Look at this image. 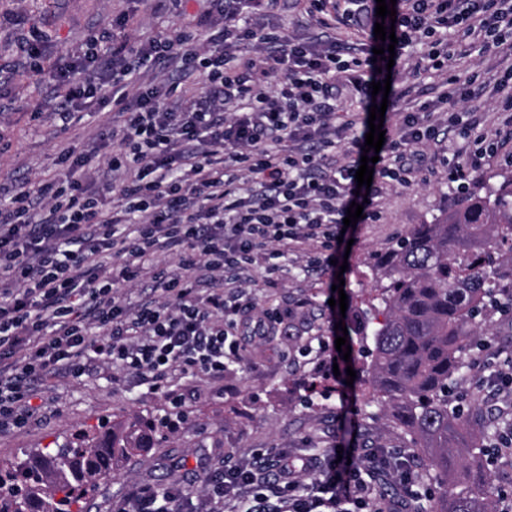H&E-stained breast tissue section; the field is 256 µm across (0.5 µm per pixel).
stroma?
<instances>
[{"instance_id":"35a3bbf8","label":"stroma","mask_w":512,"mask_h":512,"mask_svg":"<svg viewBox=\"0 0 512 512\" xmlns=\"http://www.w3.org/2000/svg\"><path fill=\"white\" fill-rule=\"evenodd\" d=\"M203 0H0V185L20 176L31 179L57 174L54 143L57 121L44 113L32 121L28 107L44 90L36 75L20 67L19 38L38 31L57 51L80 47L89 31L126 15V34L148 39L173 29L177 22L197 20ZM447 70L431 76L434 84L473 74L478 85L494 84L512 67V54L484 58L467 42L453 47ZM467 108L496 145L487 165L471 182L512 170V128L489 94L473 97ZM466 140L440 127L435 140L423 145L434 156L433 172H422L410 185L386 189L372 222L358 225L343 274L350 303L369 306L382 281L373 271L380 257L420 224L433 223L458 198L448 167L464 163ZM315 249L304 245L287 252V273L273 284L249 287L258 310L282 318L277 336L245 343L238 356L226 359L224 378L212 381L181 371L169 374L164 391L155 393L144 378L99 362L80 378L60 377L40 391L36 409L21 429L0 432V460L15 461L37 450L56 451L75 429H99L105 421L150 415L164 420L166 439L147 454L122 462L111 479L101 482L83 512H111L136 485L159 489L173 482L201 487L209 475L246 460L254 449L287 455L294 465L326 457L332 448L354 449L355 462L368 457L382 463L364 470L363 480L377 488L379 479L396 487L389 500L396 512H416L428 503L436 483L413 461L414 449L390 417L374 412L366 384L346 385L344 377L320 367V342L331 334L327 304L330 273L315 268ZM488 349L470 359L457 395L469 410L476 435L512 424V391L499 376L512 359V320L493 317Z\"/></svg>"}]
</instances>
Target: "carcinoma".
I'll return each mask as SVG.
<instances>
[{
    "label": "carcinoma",
    "mask_w": 512,
    "mask_h": 512,
    "mask_svg": "<svg viewBox=\"0 0 512 512\" xmlns=\"http://www.w3.org/2000/svg\"><path fill=\"white\" fill-rule=\"evenodd\" d=\"M386 280L373 312L352 311L369 336L366 371L439 488L425 512H492L484 497L494 448L448 395L485 347L487 308L512 318V174L460 197L434 224H420L378 268ZM155 421L136 417L99 432L78 429L55 453L0 461V512H74L118 463L155 445Z\"/></svg>",
    "instance_id": "carcinoma-1"
}]
</instances>
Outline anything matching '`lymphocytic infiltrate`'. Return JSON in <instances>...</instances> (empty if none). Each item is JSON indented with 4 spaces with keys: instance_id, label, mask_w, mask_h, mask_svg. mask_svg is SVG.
<instances>
[{
    "instance_id": "lymphocytic-infiltrate-1",
    "label": "lymphocytic infiltrate",
    "mask_w": 512,
    "mask_h": 512,
    "mask_svg": "<svg viewBox=\"0 0 512 512\" xmlns=\"http://www.w3.org/2000/svg\"><path fill=\"white\" fill-rule=\"evenodd\" d=\"M207 2L195 24L144 42L122 35L120 16L94 28L77 54L50 57L36 35L20 44L32 72L57 90L56 154L66 170L0 187V429L27 421L39 384L60 372L82 376L97 361L146 377L155 392L175 370L223 378L239 338L268 335L278 321L245 302L243 273L273 245L336 250L351 203L375 220L384 189L408 185L423 167V155L407 149L435 137L437 104L447 105L449 128L473 141L468 172L491 157L464 109L473 83L454 79L437 103L384 122L370 192L357 195L371 85L386 78L373 54L376 0H303L317 32L288 37L262 22L281 0ZM395 9V52L425 46L419 68L447 66L457 32L483 53L512 48V0H396ZM344 19L370 33L368 47L337 40ZM155 66L198 76L201 92L188 99L172 86L144 87ZM340 82L356 100L341 123ZM82 112L112 115L84 150L67 138ZM345 138L356 151L340 164L333 152ZM97 158L105 168L93 177ZM170 252L177 268L157 264ZM146 275L150 296L126 305L122 289ZM220 275L228 288L212 287ZM350 454L329 456L310 486L280 466L273 485L282 512H362L369 490ZM269 466L260 448L201 489L143 486L114 512H196L198 501L220 512L247 495L259 503Z\"/></svg>"
}]
</instances>
